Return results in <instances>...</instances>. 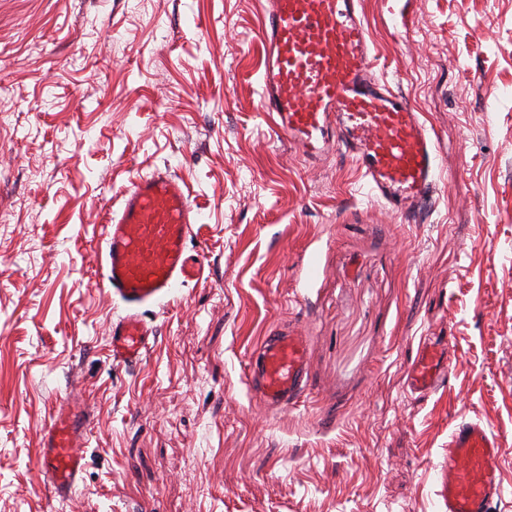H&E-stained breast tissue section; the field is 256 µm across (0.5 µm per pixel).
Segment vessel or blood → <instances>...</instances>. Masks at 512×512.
Instances as JSON below:
<instances>
[{
    "mask_svg": "<svg viewBox=\"0 0 512 512\" xmlns=\"http://www.w3.org/2000/svg\"><path fill=\"white\" fill-rule=\"evenodd\" d=\"M259 39L260 110L304 164L337 153L354 164L374 197L391 210H413L432 191L437 146L418 112L373 73L361 0H267ZM175 175L132 179L118 210L102 226L96 253L103 289L124 309L112 324L114 364L135 366L155 329L145 319L175 288L201 281L205 264L192 248L199 223ZM452 348L423 340L407 387L424 395L445 383ZM302 332L278 328L249 364V382L264 405L285 408L308 393ZM90 416L77 392L57 400L42 435L38 468L55 496L71 497L86 466ZM502 443L477 420L457 419L448 443L446 512H490L501 493Z\"/></svg>",
    "mask_w": 512,
    "mask_h": 512,
    "instance_id": "b4317fda",
    "label": "vessel or blood"
}]
</instances>
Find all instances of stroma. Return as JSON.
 <instances>
[{
  "mask_svg": "<svg viewBox=\"0 0 512 512\" xmlns=\"http://www.w3.org/2000/svg\"><path fill=\"white\" fill-rule=\"evenodd\" d=\"M264 6L0 0V512H445L463 414L503 437L490 512H512V0H363L375 75L438 146L409 218L273 133ZM157 169L188 187L211 274L147 313L156 341L126 368L92 251ZM283 324L310 393L267 410L247 364ZM433 336L448 380L414 398ZM72 386L90 427L68 500L36 460Z\"/></svg>",
  "mask_w": 512,
  "mask_h": 512,
  "instance_id": "35a3bbf8",
  "label": "stroma"
}]
</instances>
